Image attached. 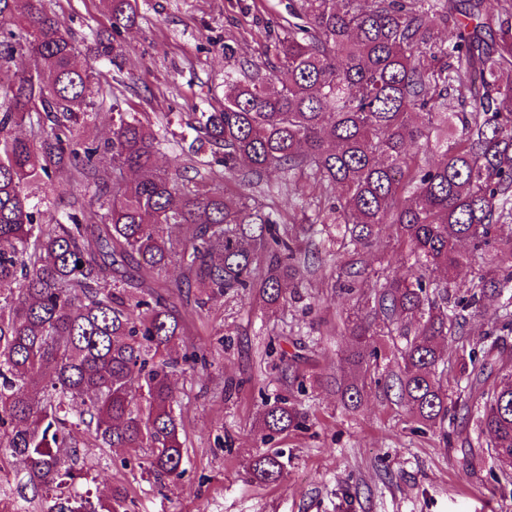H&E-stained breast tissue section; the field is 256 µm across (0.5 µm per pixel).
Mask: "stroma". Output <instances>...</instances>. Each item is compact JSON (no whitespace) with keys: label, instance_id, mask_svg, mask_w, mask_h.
<instances>
[{"label":"stroma","instance_id":"35a3bbf8","mask_svg":"<svg viewBox=\"0 0 512 512\" xmlns=\"http://www.w3.org/2000/svg\"><path fill=\"white\" fill-rule=\"evenodd\" d=\"M289 0H137V17L115 68L96 60L97 32L109 29L106 0H47L94 69L96 115L82 136H112V113L150 119L211 111L224 103V72L263 61L264 29L288 25ZM236 49L224 55L225 46ZM311 272L269 309L258 296L224 297L206 309L181 307V348L207 353L206 367L173 377L186 439L187 472L157 485L123 448L84 449L89 476L127 489L133 512H512V483L492 471L473 422L448 435L420 432L394 394L367 387L358 407L344 405L336 378L350 344L341 313L353 304L337 274L353 247L309 245ZM406 251L383 227L363 255L365 285L398 269ZM299 376L297 391L289 383ZM286 398L309 416L308 429L261 443L263 402ZM288 450V473L274 484L249 481L244 464L265 450Z\"/></svg>","mask_w":512,"mask_h":512}]
</instances>
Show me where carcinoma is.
I'll list each match as a JSON object with an SVG mask.
<instances>
[{
    "instance_id": "cac0c4a2",
    "label": "carcinoma",
    "mask_w": 512,
    "mask_h": 512,
    "mask_svg": "<svg viewBox=\"0 0 512 512\" xmlns=\"http://www.w3.org/2000/svg\"><path fill=\"white\" fill-rule=\"evenodd\" d=\"M112 36L135 22L134 0H109ZM288 29L264 31L261 63L224 74V107L195 113L188 150L156 169L161 128L118 112L112 138L79 140L93 118V68L45 0H0V64L30 53L35 71L0 86V472L13 460L43 512H130L127 491L92 497L77 435L91 448H146L155 480L186 469L173 371L206 362L170 352L182 336L173 297L196 306L257 288L267 305L309 271L279 200L319 188L309 225L366 249L394 228L412 263L360 297L344 324L358 406L371 376L376 322L405 340L387 389L414 422L444 429L476 414L491 458L512 479V0H290ZM452 28V41L438 38ZM118 65L120 45L95 39ZM25 127L28 134H16ZM192 169L185 178L181 170ZM68 170L75 195L41 223L27 189ZM283 180L271 186L267 174ZM230 177L266 197L209 185ZM490 254L478 284L448 310L453 273ZM172 268L182 277L166 281ZM508 293L500 333L455 348L466 396L441 382L443 347L465 335L488 296ZM286 399L264 402L261 440L306 427ZM283 453H260L249 478L281 481Z\"/></svg>"
}]
</instances>
